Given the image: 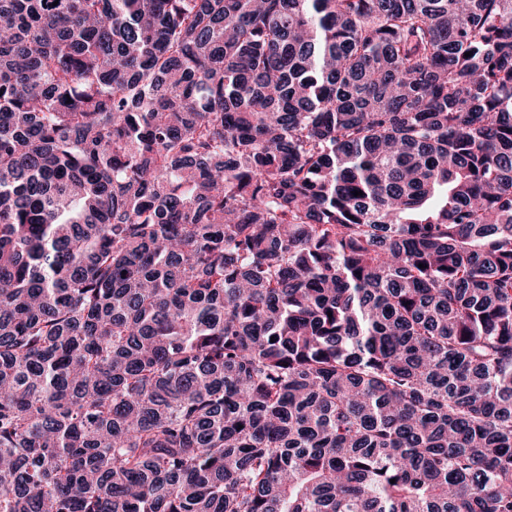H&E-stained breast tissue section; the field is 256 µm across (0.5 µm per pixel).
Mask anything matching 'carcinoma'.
Returning <instances> with one entry per match:
<instances>
[{"mask_svg":"<svg viewBox=\"0 0 512 512\" xmlns=\"http://www.w3.org/2000/svg\"><path fill=\"white\" fill-rule=\"evenodd\" d=\"M0 512H512V0H0Z\"/></svg>","mask_w":512,"mask_h":512,"instance_id":"carcinoma-1","label":"carcinoma"}]
</instances>
